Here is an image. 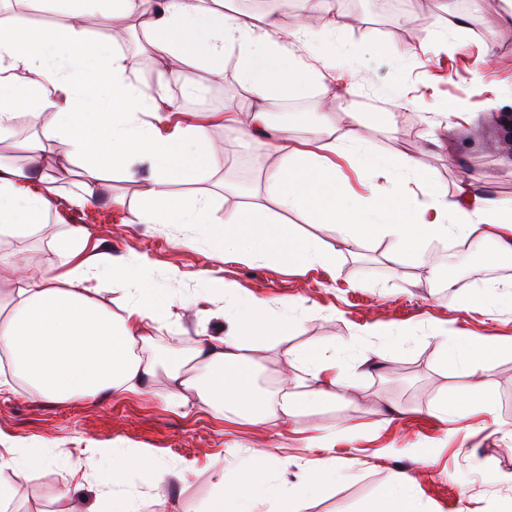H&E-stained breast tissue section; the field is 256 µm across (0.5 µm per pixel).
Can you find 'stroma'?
<instances>
[{
    "mask_svg": "<svg viewBox=\"0 0 512 512\" xmlns=\"http://www.w3.org/2000/svg\"><path fill=\"white\" fill-rule=\"evenodd\" d=\"M377 0H357L358 22L317 42L306 66L321 71L319 83L288 100L287 111L272 113L275 127L287 129L303 148L319 151L337 142L352 116L337 98L355 90V117L366 129L365 149L420 159L436 185L455 194L463 181L479 179L502 202L512 201V153L499 124L512 111V21L495 23L482 4L429 13V0H407L403 13L383 15ZM81 26L87 38L103 42L132 59L131 82L151 92L149 76L161 63L146 49L145 26L126 14H91ZM340 48L335 69L323 67L329 47ZM400 96L402 108L388 114L386 101ZM175 108L194 121L206 120L237 102L239 130L215 124L210 137L224 159L193 182L176 185L185 197L205 195L211 202L206 224H132L148 186V164L131 173L115 172L92 181L88 210L60 205L28 237L0 244L23 251L24 273L56 262L55 245L72 228L87 232L85 255L109 254L116 261L141 263L144 282L175 289L164 317L140 322L136 332L152 339L150 354L162 358L169 348L185 347L204 336L223 335L224 288L238 301L256 296L276 310L292 305L295 317L278 343L256 351L262 398L275 396L287 382L288 352L297 348L333 352L347 341L370 354L354 388H338L335 405L308 410L285 425L229 423L223 415L198 407L193 394L173 396L165 377L143 392L101 395L58 402L0 385V448L26 442L47 451L39 475L24 481L12 512H90L100 488L87 464L91 448H119L128 456L153 452L160 466L186 470L190 478L177 490L155 487L150 472L131 466L121 488L138 512H204L214 494L213 455L224 457V482L233 484L250 468L256 451L267 454L272 476L284 484L298 481L309 461L333 460L341 467L336 484L319 492L302 512H363L399 473L412 478V493L423 512H512V351L494 358L480 376L482 410L465 420L441 422L431 411L467 384L463 373L442 367L429 337L443 333L512 338V305L473 310L469 294L486 269L492 285L512 286V258L496 257L494 240L484 239L456 256V287L439 289L408 260L383 258L388 239L362 238L355 251L338 245L334 232L314 224L299 210H282L269 191L270 151L240 132L255 106L237 77V60L224 63L215 82L190 68L188 79L168 91ZM312 112L313 123L297 113ZM257 204L281 218L302 237L320 238L336 251V261L291 268L277 259L239 257L240 242L215 250L214 224L227 212ZM390 328L374 338L364 329ZM345 426L334 447L311 448L307 437ZM429 461L419 465L416 454Z\"/></svg>",
    "mask_w": 512,
    "mask_h": 512,
    "instance_id": "1",
    "label": "stroma"
}]
</instances>
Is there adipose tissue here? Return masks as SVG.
<instances>
[{"label": "adipose tissue", "instance_id": "adipose-tissue-1", "mask_svg": "<svg viewBox=\"0 0 512 512\" xmlns=\"http://www.w3.org/2000/svg\"><path fill=\"white\" fill-rule=\"evenodd\" d=\"M47 2L68 17L69 26L27 33L14 17L0 14V59L10 58L13 69L12 76H0V137L11 132L19 108H54L41 137L60 145L66 157L81 160L83 177L72 182L68 191L70 201L80 207L90 202L86 179L108 170L128 171L135 158L147 161L152 181L142 206L130 213L133 224L206 221V199L184 201L173 195L171 187L217 166L219 153L210 138L209 122L178 124L165 132L139 121L140 113L162 109L167 87L183 79L185 66L203 69L219 79L224 75L225 56L235 55L241 83L259 104L252 121L260 127L267 124L271 110L319 79V72L302 61L312 50L314 36L327 37L351 25L347 16L331 13L315 20L302 18L284 33L275 16L244 15L227 7L224 0H166L158 10L152 0ZM93 13L151 14L147 43L162 63L153 95L142 94L130 82L132 63L126 56L85 37L80 21ZM342 140L358 147L357 162L368 181L391 180L390 193L374 197L370 209L359 208L335 167L315 152L300 148L283 131L274 146L280 163L267 177L281 207L308 212L352 248L367 236L388 238L391 248L385 259L389 262L405 258L423 265L425 246L451 235L491 238L499 254H512L511 205L471 194L461 200L448 197L433 186L429 170L415 158L361 150L364 136L358 127H349ZM39 163L36 153L26 170L0 162V237L29 235L53 209L58 190L52 180H44L36 190L31 187V169ZM417 202L433 211L432 222L406 220V213ZM229 233L240 239L251 257H280L292 267L313 262L329 265L334 260L333 252L318 239L297 236L258 206L225 213L223 228L213 232L216 246H223ZM84 236V230L75 229L56 244L57 266L72 267L68 277H60L57 266H51L14 280L9 308L0 312V350L11 355L15 374L30 395L64 402L139 391L162 373L172 393L194 391L202 407L254 424L285 422L303 410L335 402L336 386H355L358 370L368 360L364 353L352 355L347 345L329 355L296 352L290 365L311 377L315 388L283 392L272 404L260 400L254 352L260 344L280 337L284 326L273 319L269 301L254 298L228 308V329L223 336L172 349L167 363H160L147 353L150 338L136 335L134 327L144 319L159 318L168 296L146 287L136 265L129 263L123 280L130 304L120 315L103 308L84 286L98 275L101 258L75 260ZM435 349L442 363L472 379L452 402L437 405L435 417L447 419L452 407L465 416L473 413L479 390L474 378L500 352V344L474 336L443 335L436 337ZM89 454L103 489L94 512H135L132 498L120 489L122 472L130 465L152 470L159 485L188 482L184 472L157 470L148 454L131 458L116 448H93ZM212 467L218 485L206 512H285L289 502L304 504L340 477L335 465L323 463L307 467L301 480L287 488L274 483L267 466L259 463L227 487L222 483L223 459H214Z\"/></svg>", "mask_w": 512, "mask_h": 512}]
</instances>
